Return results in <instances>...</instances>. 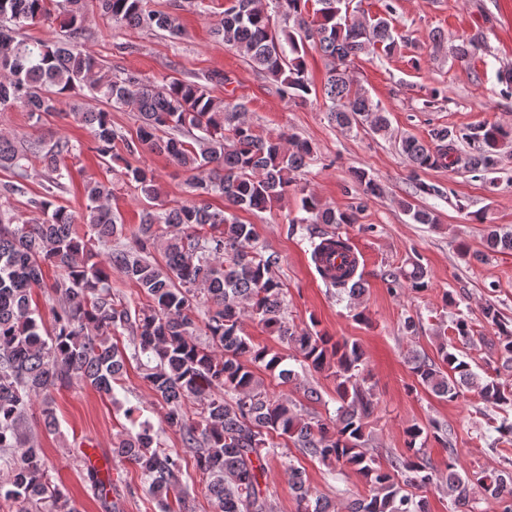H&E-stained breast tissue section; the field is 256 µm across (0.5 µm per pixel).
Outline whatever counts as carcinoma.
Wrapping results in <instances>:
<instances>
[{
	"instance_id": "carcinoma-1",
	"label": "carcinoma",
	"mask_w": 512,
	"mask_h": 512,
	"mask_svg": "<svg viewBox=\"0 0 512 512\" xmlns=\"http://www.w3.org/2000/svg\"><path fill=\"white\" fill-rule=\"evenodd\" d=\"M47 2L0 0V111L20 107L39 121L56 111L61 98H76L86 88L113 108L132 106L141 121L135 140L112 125L107 110L77 105L73 117L89 129L93 151L103 161L120 144L129 156L164 154L191 172L190 200L168 205L153 170L128 167L127 175L149 206L134 245L114 249L112 240L123 234V224L112 212L111 182H85V210L79 216L57 202V192L71 179L64 159L77 150L75 144L59 138L47 150L39 140L20 148L0 136V170L14 177L0 186L3 193L26 194L21 161L28 154L41 155L47 170L44 192L27 199L31 216L0 220V467L9 473L0 499L7 507L77 512L63 489L49 480L43 451L26 440L22 426L37 401L44 427L55 430L52 390L82 384L111 396L127 360L144 355V380L165 408V427L157 429L134 418L135 408L126 409L132 429L115 443L112 456L141 471L160 512H170L168 498L183 474L180 458L161 447L167 429L197 449L196 468L205 477L215 512H269L262 478L269 459L277 455L278 438L292 442L330 474L352 471L370 487V495L338 504L314 493L306 469L290 459L284 467L298 512H428L427 501L414 491L432 487L447 492L455 512H476L478 495L492 504L493 512H512V466L461 474L457 451L436 420L407 426L401 452L384 454L369 447L367 426L375 403L364 350L355 341H334L314 327L290 324L284 316L279 256L258 247L253 225L228 215L231 209L262 212L283 200L313 156L312 144L290 132L275 140L257 135L242 118L244 104L211 95L208 84L224 82L219 71L202 83L177 77L156 82L132 72L112 75L81 46L86 0H66V38H17L13 28L50 19ZM95 2L113 21L164 31L173 40L184 35L176 14L151 9L147 0ZM237 2L213 24L212 33L224 47L239 52L278 92L301 101L311 92L307 48L317 49L328 61L322 93L330 119L341 128L360 122L377 134L388 130L387 112L355 84L350 67L361 55H389L396 49L391 3L386 0L382 12L349 24L350 0H274L288 23L278 30L263 0H247L245 7ZM430 137L433 149L414 136L401 140V153L414 167L453 168L462 161L481 177L499 165L501 147L512 141V126L441 127L432 129ZM463 143L470 147L464 158ZM351 182L359 192L357 205L335 209L309 194L301 198L305 216L294 223L307 225L310 258L326 286L336 289L339 298L356 300L364 288L357 261L345 260L352 244L326 227L357 223L365 201L380 196L382 188L361 169L351 171ZM216 195L224 197L222 210L211 204ZM426 195L442 197L444 191L417 181L400 205L414 223L437 224V212L417 203ZM485 247L511 252L512 234L491 228ZM335 254L342 262L333 274L322 264ZM45 265L60 270L49 286L42 276ZM410 265L382 273L391 292L429 287L421 258ZM114 267L138 286L147 304L133 308L112 296ZM46 286L61 301L48 328L31 307L33 289ZM202 299L210 306L199 325L196 311ZM245 312L282 348L254 344L243 332ZM481 316L495 329L490 349L500 353L493 374L480 377L455 346L442 343L433 358L412 356L414 381L448 402L470 386L489 408L512 406V386L506 383L512 377V321L491 302ZM120 328L135 336L128 354L110 340ZM451 329L465 344L473 339L464 317L452 320ZM201 334L209 340L200 341ZM292 361L334 377L335 415L302 411L289 398L269 392L256 373L260 369L292 383L298 378ZM432 441L448 451L444 477L427 454ZM87 481L95 493H106L108 477L100 469L88 468Z\"/></svg>"
}]
</instances>
